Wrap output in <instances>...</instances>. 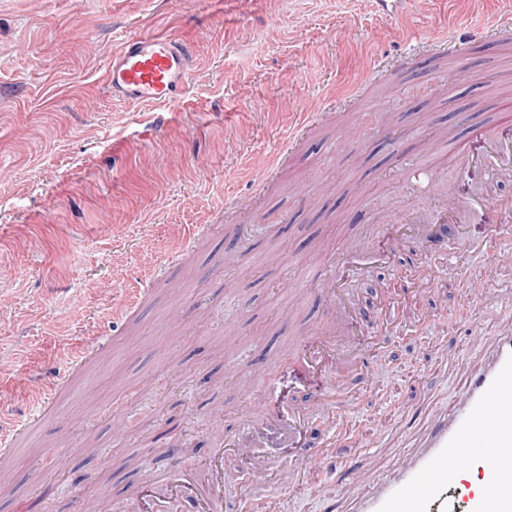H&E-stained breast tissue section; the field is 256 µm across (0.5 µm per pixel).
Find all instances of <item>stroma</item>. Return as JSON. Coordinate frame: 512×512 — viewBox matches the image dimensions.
Segmentation results:
<instances>
[{
    "label": "stroma",
    "instance_id": "obj_1",
    "mask_svg": "<svg viewBox=\"0 0 512 512\" xmlns=\"http://www.w3.org/2000/svg\"><path fill=\"white\" fill-rule=\"evenodd\" d=\"M511 13L512 0H404L394 13L377 0H0V414L25 417L86 345L112 340L0 457V512H112L139 497L147 457L179 448L184 465L205 464L214 429L240 442L224 453L228 510L242 487L255 512L272 500L279 512H345L337 470L353 464L371 478L399 465L512 326L496 299L512 264L469 252L484 235L465 215L477 181L437 136L505 122L512 41L419 48L441 29L462 36ZM156 30L191 43L195 73L183 99L136 110L112 97L105 70L127 35ZM482 70L486 97L474 84ZM319 110L263 180V160ZM416 167L430 172V194L409 182ZM450 193L465 216L462 238L448 240L457 265L419 301V327L399 330L382 359L349 376L355 395L338 399L359 445L328 450L322 470L280 497L275 471L310 436L270 408L329 394L288 359L305 332L333 328L322 283L350 257L349 240L369 258L380 219ZM195 224L211 230L139 298ZM230 247L239 261L228 267ZM432 250L400 241L392 264L347 280L365 326L383 284L427 267ZM474 276L485 281L479 298ZM132 301L136 316L114 324ZM122 411L120 437L112 415ZM35 468L38 484L26 478Z\"/></svg>",
    "mask_w": 512,
    "mask_h": 512
}]
</instances>
